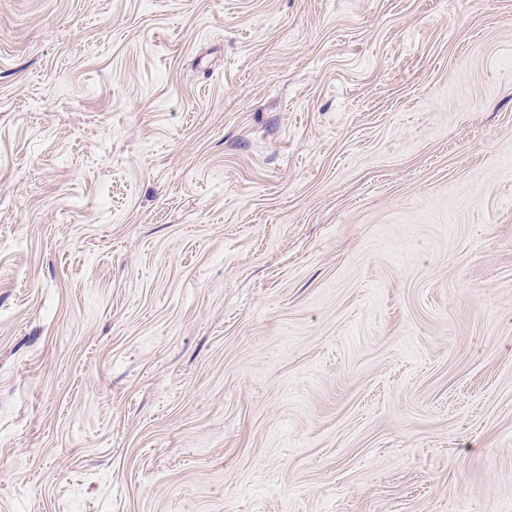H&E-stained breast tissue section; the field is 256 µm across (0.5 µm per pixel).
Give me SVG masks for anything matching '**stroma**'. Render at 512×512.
Masks as SVG:
<instances>
[{
  "label": "stroma",
  "instance_id": "obj_1",
  "mask_svg": "<svg viewBox=\"0 0 512 512\" xmlns=\"http://www.w3.org/2000/svg\"><path fill=\"white\" fill-rule=\"evenodd\" d=\"M0 512H512V0H0Z\"/></svg>",
  "mask_w": 512,
  "mask_h": 512
}]
</instances>
